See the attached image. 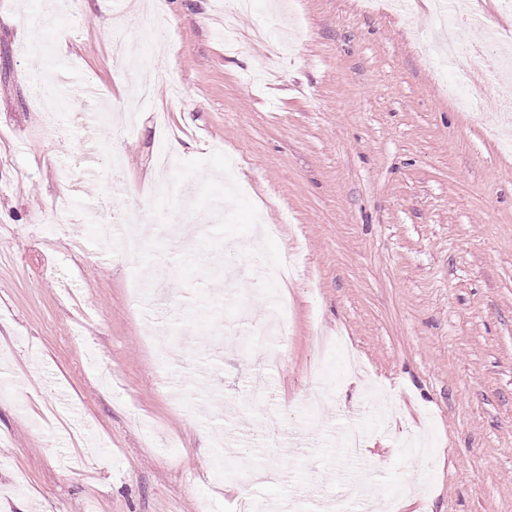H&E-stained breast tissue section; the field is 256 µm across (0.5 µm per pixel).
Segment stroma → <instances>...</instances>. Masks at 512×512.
Returning a JSON list of instances; mask_svg holds the SVG:
<instances>
[{"label": "stroma", "mask_w": 512, "mask_h": 512, "mask_svg": "<svg viewBox=\"0 0 512 512\" xmlns=\"http://www.w3.org/2000/svg\"><path fill=\"white\" fill-rule=\"evenodd\" d=\"M406 8L252 0L228 54L214 0L126 9L118 51L115 5L0 0V512H512V109L445 54L512 47V13ZM145 60L182 94L159 84L129 118ZM64 195L82 243L51 220ZM137 210L121 230L144 252L108 255L104 220ZM263 224L265 261L300 249L292 287L236 250ZM274 295L292 320L268 369L247 335ZM320 334L351 354L320 359Z\"/></svg>", "instance_id": "obj_1"}]
</instances>
